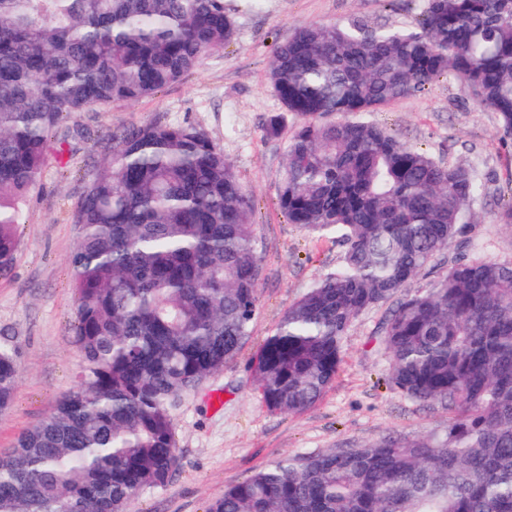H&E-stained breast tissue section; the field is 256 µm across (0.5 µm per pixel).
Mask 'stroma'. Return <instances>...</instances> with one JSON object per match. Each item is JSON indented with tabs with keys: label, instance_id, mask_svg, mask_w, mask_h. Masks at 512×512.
<instances>
[{
	"label": "stroma",
	"instance_id": "1",
	"mask_svg": "<svg viewBox=\"0 0 512 512\" xmlns=\"http://www.w3.org/2000/svg\"><path fill=\"white\" fill-rule=\"evenodd\" d=\"M227 2L236 10L235 41L207 54L179 82L134 103L75 112L61 120V128L74 136L69 162L60 164L56 153H49L23 209L17 260L11 273L0 278V341L15 349L20 367L13 405L0 413L4 451L76 383L79 357L73 345L76 311L69 257L78 228L71 213L108 135L155 122L204 129L255 194L261 276L251 336L237 359L225 364L202 390L181 397L173 411L179 465L166 487L142 492L131 512H205L225 487L282 454L351 448L388 435H440L448 427L447 410L408 399L386 384L387 360L376 344L387 312L383 306L353 322L335 383L303 413L269 411L249 367L283 312L335 270L343 254L335 236L304 234L278 207L288 137L266 133L269 116L282 110L268 77L272 51L307 23L362 19L414 26L417 0ZM373 119L443 165L468 168L483 187L475 204L479 224L456 239L447 256L438 257L411 280L409 291L427 288L450 257L512 261V226L496 221L512 175V141L503 142L496 114L477 107L448 76L424 94L374 113Z\"/></svg>",
	"mask_w": 512,
	"mask_h": 512
}]
</instances>
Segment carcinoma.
Masks as SVG:
<instances>
[{"instance_id":"1","label":"carcinoma","mask_w":512,"mask_h":512,"mask_svg":"<svg viewBox=\"0 0 512 512\" xmlns=\"http://www.w3.org/2000/svg\"><path fill=\"white\" fill-rule=\"evenodd\" d=\"M412 28L298 27L269 59L297 118L278 204L336 234V270L283 314L251 361L266 407L299 414L339 371L363 312L386 381L452 414L442 436L383 437L284 456L224 489L207 512H512V262L456 260L407 284L478 223L481 185L406 146L369 115L454 77L512 137V0H419ZM224 0H0V276L62 118L151 97L235 40ZM72 213L77 383L0 452V512H129L177 469L172 411L235 359L258 312L255 197L194 126L110 135ZM19 377L0 344V411Z\"/></svg>"}]
</instances>
